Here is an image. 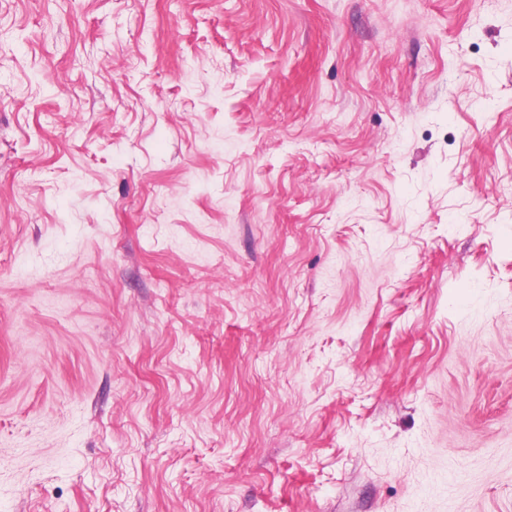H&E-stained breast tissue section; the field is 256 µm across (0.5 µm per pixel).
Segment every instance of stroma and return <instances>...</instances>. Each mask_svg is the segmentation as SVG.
Here are the masks:
<instances>
[{
    "instance_id": "1",
    "label": "stroma",
    "mask_w": 512,
    "mask_h": 512,
    "mask_svg": "<svg viewBox=\"0 0 512 512\" xmlns=\"http://www.w3.org/2000/svg\"><path fill=\"white\" fill-rule=\"evenodd\" d=\"M0 512H512V0H0Z\"/></svg>"
}]
</instances>
